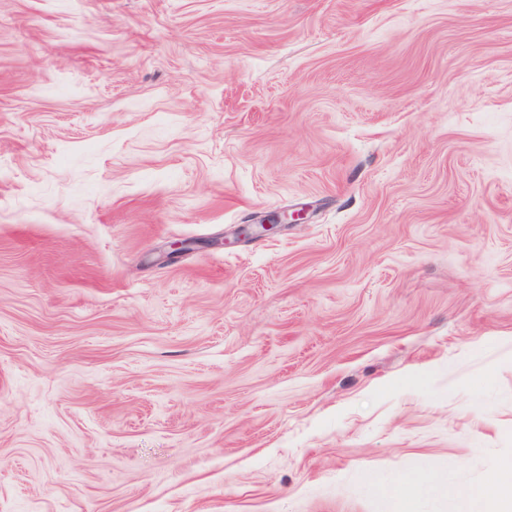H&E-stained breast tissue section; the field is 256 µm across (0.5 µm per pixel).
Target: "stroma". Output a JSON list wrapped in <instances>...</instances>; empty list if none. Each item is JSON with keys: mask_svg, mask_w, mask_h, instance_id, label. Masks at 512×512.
Here are the masks:
<instances>
[{"mask_svg": "<svg viewBox=\"0 0 512 512\" xmlns=\"http://www.w3.org/2000/svg\"><path fill=\"white\" fill-rule=\"evenodd\" d=\"M511 463L512 0H0V512Z\"/></svg>", "mask_w": 512, "mask_h": 512, "instance_id": "35a3bbf8", "label": "stroma"}]
</instances>
